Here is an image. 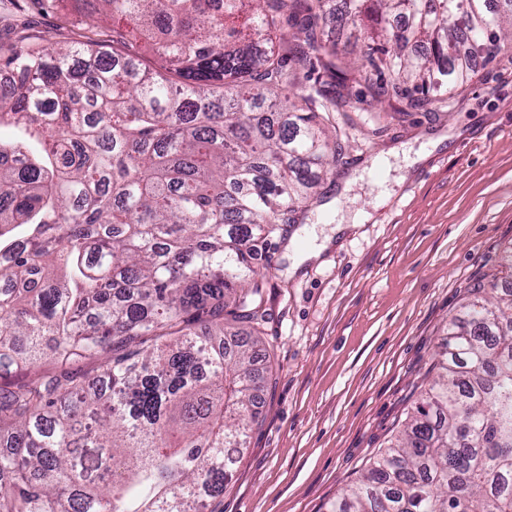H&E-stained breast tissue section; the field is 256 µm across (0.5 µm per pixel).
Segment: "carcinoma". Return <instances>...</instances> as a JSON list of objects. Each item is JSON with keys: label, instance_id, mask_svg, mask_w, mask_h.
I'll list each match as a JSON object with an SVG mask.
<instances>
[{"label": "carcinoma", "instance_id": "1", "mask_svg": "<svg viewBox=\"0 0 512 512\" xmlns=\"http://www.w3.org/2000/svg\"><path fill=\"white\" fill-rule=\"evenodd\" d=\"M94 2L82 41L13 49L0 83L24 131L0 144V512H204L258 415L257 266L339 159L321 113L462 87L512 41V0ZM330 21L367 31L361 61ZM47 336L60 365L100 363L6 379ZM430 373L329 512H512V282L470 286Z\"/></svg>", "mask_w": 512, "mask_h": 512}]
</instances>
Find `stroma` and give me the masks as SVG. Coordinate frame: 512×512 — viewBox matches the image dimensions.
I'll use <instances>...</instances> for the list:
<instances>
[{
	"instance_id": "obj_1",
	"label": "stroma",
	"mask_w": 512,
	"mask_h": 512,
	"mask_svg": "<svg viewBox=\"0 0 512 512\" xmlns=\"http://www.w3.org/2000/svg\"><path fill=\"white\" fill-rule=\"evenodd\" d=\"M75 17L71 0H0V55L78 41ZM329 119L342 155L292 213L294 242L267 249L259 421L222 512H327L405 422L470 283L512 248V44L446 101ZM339 222L341 246L291 273Z\"/></svg>"
}]
</instances>
